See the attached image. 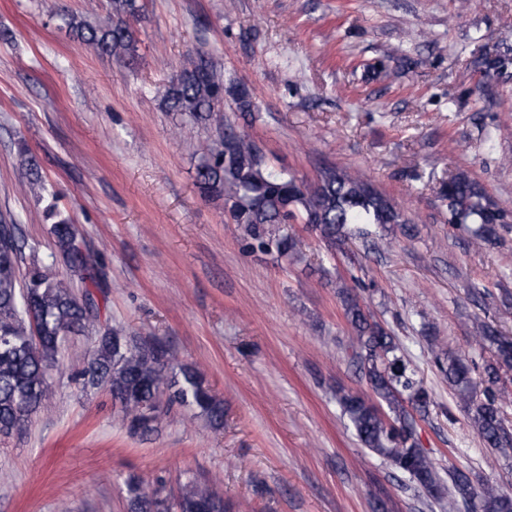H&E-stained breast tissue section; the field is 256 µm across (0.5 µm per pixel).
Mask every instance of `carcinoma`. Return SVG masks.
I'll list each match as a JSON object with an SVG mask.
<instances>
[{
    "label": "carcinoma",
    "mask_w": 512,
    "mask_h": 512,
    "mask_svg": "<svg viewBox=\"0 0 512 512\" xmlns=\"http://www.w3.org/2000/svg\"><path fill=\"white\" fill-rule=\"evenodd\" d=\"M111 13L89 25L63 18L77 38L102 55L122 56L134 49L133 32L122 17L134 18L138 0H111ZM120 20L115 21L112 16ZM512 53L500 52L476 63L482 71L507 74ZM224 75L208 54L199 50L190 65L176 74L164 89L163 100L171 112L215 127L218 137L201 149L197 180L206 195L224 198V210L239 225L247 247L276 252L280 257L298 254L302 241L276 230L279 224H303L309 233L332 249L356 232L361 224L386 230L397 224L407 233L408 219L391 200L375 189L358 170L323 168L317 181L308 183L287 170L271 169L266 156L244 133L224 123ZM18 167L29 179L40 182L35 160L22 147ZM439 193L448 207V223L463 228L475 248L492 244L504 225L497 219L512 212L493 201L468 171L448 174ZM57 252L72 274L89 280L91 260L75 224L54 209L46 211ZM22 245L13 222L0 223V438L22 434L33 415L53 393L51 372L72 335L85 333L99 321L100 304L91 290L77 297L70 282L32 261L20 270ZM345 316L352 328L348 359L356 365L374 395L389 413L359 392H336L337 400L361 444L386 459L408 479L425 489L436 488L435 502L443 512H512V492L485 483L475 487L461 472L448 473V486L440 484L434 462L416 439L413 413L427 412L428 391L408 369L396 338L372 319L355 295L344 297ZM473 333L494 363L488 367V385L477 391L466 357L432 346L434 361L448 377L459 403L472 414L482 439L502 457L512 455V431L505 424L502 407L512 402V391L497 386L498 372L512 370V340L494 327L474 320ZM82 387L103 388L119 404L121 421L129 433L141 437L159 431L173 406L191 408L206 417L210 426H224V403L204 375L177 360L160 340L139 342L121 326L98 327L84 367L75 375ZM127 512H226L224 495L214 486L188 485L175 503L131 474L125 480Z\"/></svg>",
    "instance_id": "1"
}]
</instances>
